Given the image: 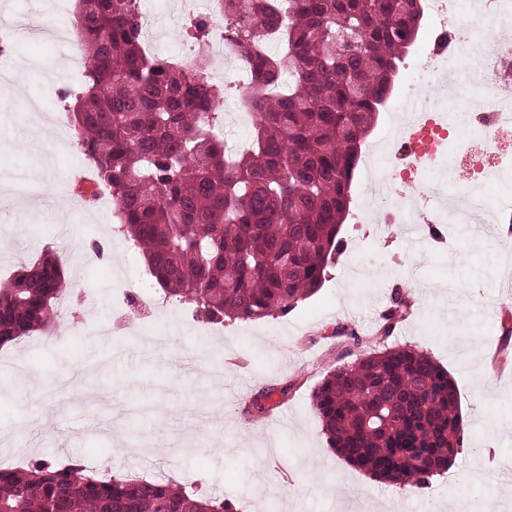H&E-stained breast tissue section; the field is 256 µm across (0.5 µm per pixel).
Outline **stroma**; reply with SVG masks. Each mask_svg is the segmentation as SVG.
I'll return each instance as SVG.
<instances>
[{
    "label": "stroma",
    "instance_id": "35a3bbf8",
    "mask_svg": "<svg viewBox=\"0 0 512 512\" xmlns=\"http://www.w3.org/2000/svg\"><path fill=\"white\" fill-rule=\"evenodd\" d=\"M77 0H0V19L56 17ZM11 67L0 70V277L21 261L53 252L68 280L59 335L40 332L0 346V461L27 455L77 460L123 476L142 458L173 459L202 477V494L238 503V512H464L475 502L512 512V366L492 359L512 348V246L498 226L512 218V170L486 181L491 223L429 236L378 232L349 213L344 250L323 286L287 315L213 324L193 306L153 290L170 335L147 346L127 323L114 284L122 269L145 273L114 242L121 234L111 199H90L66 177L87 162L57 123L56 90L76 84L71 51L32 35L8 36ZM414 303L391 336L377 330L395 289ZM112 335L91 336V319ZM353 329L372 349L410 347L432 357L455 384L465 444L447 473L416 491L370 478L325 443L311 394L334 369ZM198 369L181 378L173 358ZM223 365L224 377L209 369ZM288 387L257 422L243 406L268 386Z\"/></svg>",
    "mask_w": 512,
    "mask_h": 512
}]
</instances>
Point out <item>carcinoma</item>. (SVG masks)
I'll return each instance as SVG.
<instances>
[{
  "label": "carcinoma",
  "instance_id": "obj_1",
  "mask_svg": "<svg viewBox=\"0 0 512 512\" xmlns=\"http://www.w3.org/2000/svg\"><path fill=\"white\" fill-rule=\"evenodd\" d=\"M227 39L249 65L242 100L250 142L231 155L215 133L224 93L207 73L150 54L140 0H80L78 37L92 64L57 96L71 114L119 230L168 297L212 323L286 315L314 295L343 242L365 135L421 23L417 0H221ZM275 43L278 50L269 49ZM294 76L273 96L267 85ZM67 286L49 253L0 282V344L55 324ZM398 291L390 336L411 315ZM270 386L249 416L273 409ZM325 442L371 476L422 489L462 452L452 380L430 356L391 348L343 363L313 390ZM0 512H237L168 480H127L72 462L0 468Z\"/></svg>",
  "mask_w": 512,
  "mask_h": 512
}]
</instances>
